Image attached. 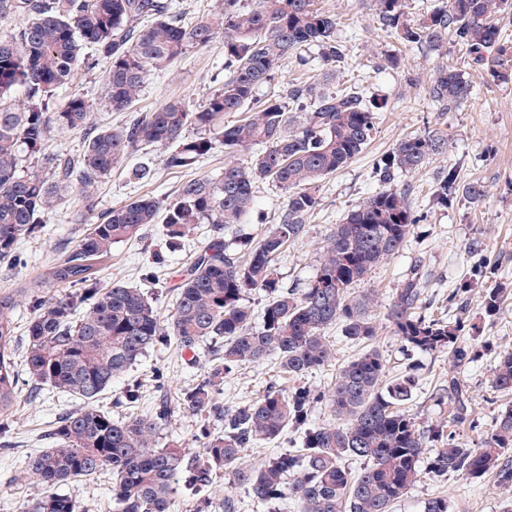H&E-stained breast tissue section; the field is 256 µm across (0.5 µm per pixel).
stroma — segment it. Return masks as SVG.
<instances>
[{"label": "stroma", "instance_id": "stroma-1", "mask_svg": "<svg viewBox=\"0 0 512 512\" xmlns=\"http://www.w3.org/2000/svg\"><path fill=\"white\" fill-rule=\"evenodd\" d=\"M317 8L337 18L336 35L347 48L344 77L365 88L367 94L387 97L390 108L379 113L378 129L371 143L336 174L320 183V206L308 217L303 234L289 243L279 256L275 273L286 287L304 286L315 274L319 256L337 224L347 212L381 190L375 176L380 157L393 148L405 135L433 130L448 136L443 154L433 157L419 173L400 176L397 187L406 188L412 211L418 218L413 235L404 248L374 267L361 281L364 289H372L379 305L376 317H383L386 307L405 276L413 267L426 275L424 299L434 316L454 317L456 307L448 296L454 288L469 278L476 263L489 259L497 267V279L512 284V82L494 81L472 64L457 41H449L441 50L405 48L381 33L373 16L371 0H314ZM399 54L404 67L394 70L385 63L386 56ZM224 48L216 41L208 47L193 51L167 69L152 74L144 85L130 112L109 111L98 97L104 76V66L87 71L78 70L66 87L69 95L88 98L97 123L119 124L129 116L153 111L170 99L198 104L216 89L215 75L222 70ZM447 66L464 73L471 81L472 93L458 109L440 111L426 94V85L436 67ZM418 75L419 85L407 86L405 73ZM247 164L249 152L225 155L216 148L194 168L176 171L164 168L160 152L154 147L140 149L112 170L111 175L93 190L97 210L122 206L142 196H173L186 180L216 177L224 168L225 159ZM146 164L157 172L151 183H136L129 179L131 168ZM455 171L460 185H483L481 202L472 204L457 197L448 206L435 204L434 190L448 171ZM284 206V195L271 183L261 184L255 204L245 223L237 224L224 234L226 243L236 238L261 237L272 224L278 223ZM40 236L24 241L22 248L29 257L25 267L0 263V292L11 290L20 301L17 326L25 328L31 317L29 300L37 294L35 276L39 268L60 256L61 245L75 246L88 226L84 222V202L81 197L68 196L65 204L54 205L42 217ZM210 234L206 224L198 225L185 240L180 251L169 254L163 285L143 282L142 270L154 249L162 244L161 225L150 226L143 239L116 244L104 275L126 285L144 289L154 299L161 315H168L174 300L165 289V282L174 280L193 252ZM467 322L481 328L477 339L479 355L459 378L471 399L474 426H461L460 436L477 445L491 432L498 410L511 398L492 386L496 356L512 350V298L506 300L493 321L483 318L481 290L465 294ZM327 336L335 346V357L325 369L296 380L282 375L274 360L247 363L234 370L224 380L225 405L233 406L261 398L267 387L275 385L288 389L304 384L321 389L334 381L338 369L358 355L359 348L348 342L339 326H330ZM376 346L386 360L389 376L405 373L418 365L417 386L405 405L407 414L416 423L428 425L449 421L452 407L439 396L448 384L451 361L447 352L414 353L403 349L389 328H382ZM212 359L209 344H202L196 358L181 354L174 342L152 348L129 372L114 380L99 399L105 410L116 411L128 381H137L143 399L136 411L148 413L157 397L153 372L161 369L168 376L172 419L159 435L161 447L172 445L196 448V416L184 410L178 400L182 389L192 384ZM30 386H22L21 398L14 407L18 426L9 445L0 444V512H22L27 500L46 494L45 485L26 476L21 465L26 456L47 448L46 434L59 414L77 407V400L51 391L41 390L42 407L31 413L26 406ZM60 493L79 499L87 512H116L112 500V474L101 471L60 486ZM212 512H224L225 499H233L236 512H297L294 506L280 510L257 503L247 489L228 483L217 476L209 490ZM448 496L452 512H501L507 498L505 490L494 485L491 478L470 479L452 476L433 479L422 476L406 498L392 507V512H423L428 499Z\"/></svg>", "mask_w": 512, "mask_h": 512}]
</instances>
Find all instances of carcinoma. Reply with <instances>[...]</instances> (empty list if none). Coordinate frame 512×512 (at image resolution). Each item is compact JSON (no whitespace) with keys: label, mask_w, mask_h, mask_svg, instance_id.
I'll return each instance as SVG.
<instances>
[{"label":"carcinoma","mask_w":512,"mask_h":512,"mask_svg":"<svg viewBox=\"0 0 512 512\" xmlns=\"http://www.w3.org/2000/svg\"><path fill=\"white\" fill-rule=\"evenodd\" d=\"M372 7L378 29L402 44L440 48L452 37L495 81L512 80V42L497 23L512 12V0H446L417 21L408 18L406 0H372ZM216 9L217 24L186 20L170 0H0V260L26 264L21 242L36 237L42 213L70 193L82 197L86 221L93 224L73 250L45 265L47 292L30 301L34 313L20 362L14 349L19 302L0 294V434L15 430L13 408L25 381L81 401L58 417L49 434L52 447L27 456L24 473L62 486L109 470L120 512H169L178 486L205 489L221 472L258 502L288 500L301 512H391L423 473L489 476L512 493V406L498 411L491 433L475 448L447 432L443 422L420 427L402 410L417 386L415 373L387 377L386 360L373 346L380 330L372 314L375 296L351 292L400 251L417 224L396 179L419 172L446 150L447 139L432 131L399 139L378 163L385 187L336 225L304 287H282L273 264L320 205L319 182L368 146L388 99L305 84L257 95L282 62L302 58L310 47L326 75L336 79V69L347 63L336 17L315 8L313 0H216ZM218 37L224 80L197 106L171 100L143 117L100 127L88 99L56 96L79 67L91 70L103 59L108 67L102 101L112 112H127L152 72ZM427 93L449 110L467 102L471 84L461 72L441 67ZM291 103L300 116L292 115ZM228 112L248 116L226 123ZM54 131L83 134V151L69 156L48 150ZM218 145L229 154L253 150L249 165L228 161L218 177L189 179L171 199L141 196L103 213L90 200L113 166L144 146L164 150L166 169L184 170ZM262 182L285 195L280 223L258 241L238 239L233 250L224 230L243 223ZM457 190L450 170L435 202L448 205ZM161 215L173 249L195 225H212L211 238L168 286L175 302L167 317L142 289L105 280L99 266L114 245L142 238ZM490 273L481 266L452 291L449 300L458 304L455 320L448 321L426 312L425 280L415 267L384 315L406 350H448L456 373L448 376L444 396L454 405L458 426L471 413L457 373L476 357L475 338L462 335V295L490 280ZM253 291L266 297L258 318L246 300ZM506 294L501 283L483 289L485 318L497 315ZM332 325L362 352L327 390L270 386L256 401L224 406V377L243 364L272 358L292 378L329 365L335 349L324 332ZM170 339L192 354L207 341L213 345L212 364L180 397L185 410L203 418L197 433L201 453L194 457L182 448L158 447L171 418L166 399L148 415L121 418L96 405L112 380ZM492 382L497 391L512 393V351L498 355ZM319 404L330 407L338 423L309 425ZM290 428L304 429L297 450L276 453L258 468L240 465L242 449ZM347 458L362 461V467L351 471ZM23 512L85 510L56 493L29 500Z\"/></svg>","instance_id":"obj_1"}]
</instances>
